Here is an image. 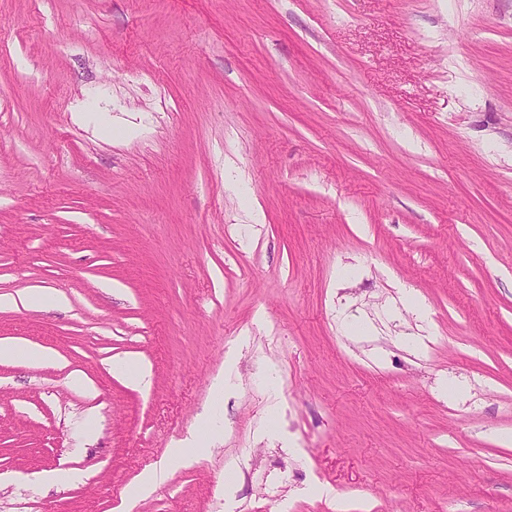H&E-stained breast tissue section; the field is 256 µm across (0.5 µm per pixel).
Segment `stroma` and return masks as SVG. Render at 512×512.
<instances>
[{
  "instance_id": "35a3bbf8",
  "label": "stroma",
  "mask_w": 512,
  "mask_h": 512,
  "mask_svg": "<svg viewBox=\"0 0 512 512\" xmlns=\"http://www.w3.org/2000/svg\"><path fill=\"white\" fill-rule=\"evenodd\" d=\"M31 288L0 512H512V0H0ZM22 305H39L44 307H55L64 302V297L56 292L43 291L38 289L28 290L18 296H0V308H14L18 303ZM182 459V448H174L170 452L168 459L163 464H161L160 466H158L157 468H155L142 478L137 488V493H145L155 485L163 482V480L167 476L170 464L174 461H180Z\"/></svg>"
}]
</instances>
